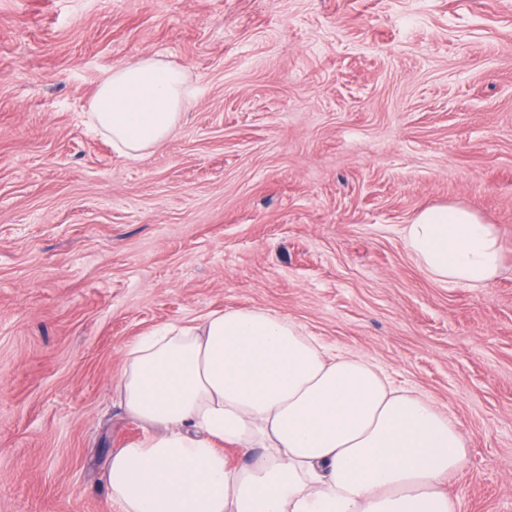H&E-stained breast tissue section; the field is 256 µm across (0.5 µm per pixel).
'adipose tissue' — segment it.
Listing matches in <instances>:
<instances>
[{
	"label": "adipose tissue",
	"mask_w": 512,
	"mask_h": 512,
	"mask_svg": "<svg viewBox=\"0 0 512 512\" xmlns=\"http://www.w3.org/2000/svg\"><path fill=\"white\" fill-rule=\"evenodd\" d=\"M192 97L182 68L141 58L105 73L87 121L136 158L170 138ZM402 235L438 283L483 288L499 270L495 231L468 208H427ZM117 388L146 431L110 458L121 512H460L445 483L467 463L463 431L428 396L270 310L140 337Z\"/></svg>",
	"instance_id": "adipose-tissue-1"
}]
</instances>
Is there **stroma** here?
Listing matches in <instances>:
<instances>
[{
	"label": "stroma",
	"instance_id": "1",
	"mask_svg": "<svg viewBox=\"0 0 512 512\" xmlns=\"http://www.w3.org/2000/svg\"><path fill=\"white\" fill-rule=\"evenodd\" d=\"M141 57L195 96L129 159L82 112ZM451 204L497 229L488 287L404 244ZM245 307L429 396L461 512H512V0H0V512H119L126 346Z\"/></svg>",
	"mask_w": 512,
	"mask_h": 512
}]
</instances>
